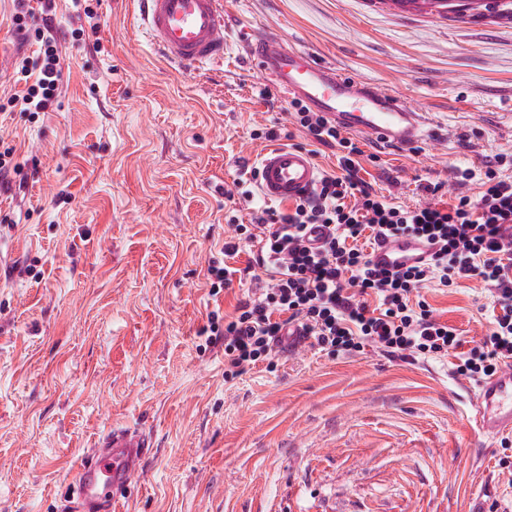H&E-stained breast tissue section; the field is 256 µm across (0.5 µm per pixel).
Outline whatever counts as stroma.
Masks as SVG:
<instances>
[{
	"label": "stroma",
	"instance_id": "35a3bbf8",
	"mask_svg": "<svg viewBox=\"0 0 512 512\" xmlns=\"http://www.w3.org/2000/svg\"><path fill=\"white\" fill-rule=\"evenodd\" d=\"M223 5V65L181 71L142 36L134 0H56L58 106L0 112L18 164L0 218L19 219L0 221V512H61L75 460L114 427L153 444L124 512H468L489 494L512 512V473L498 440L474 432L451 357L308 346L228 382L205 331L237 302L206 277L232 211L224 190L267 146L253 126L288 119V98H260L267 81L240 31L280 36L425 112L432 135L414 146L357 140L361 177L413 206L435 182L445 202L477 196L497 155L512 157V22L388 0ZM12 14L0 0V95L35 50ZM93 25L99 48L72 41ZM466 169L475 177L460 181ZM425 295L472 344L498 304L476 279Z\"/></svg>",
	"mask_w": 512,
	"mask_h": 512
}]
</instances>
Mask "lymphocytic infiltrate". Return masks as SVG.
Masks as SVG:
<instances>
[{
  "label": "lymphocytic infiltrate",
  "instance_id": "f902f5d3",
  "mask_svg": "<svg viewBox=\"0 0 512 512\" xmlns=\"http://www.w3.org/2000/svg\"><path fill=\"white\" fill-rule=\"evenodd\" d=\"M19 32L33 38L36 57L17 65L20 90L0 99V111L31 114L58 104L64 68L52 16L31 26L30 0H13ZM293 123L311 145L337 149L336 170L324 173L314 194L281 208L245 195L248 222L231 218L225 256L255 249L254 292L234 314H211L208 330L224 343V378L231 381L258 366L274 371V347L289 328L313 347L342 358L372 347L393 359L414 361L454 354L455 375L478 382L512 363V179L486 170L477 198L456 195L452 204L401 206L374 191L360 176L361 150L299 100H291ZM326 229L319 246L308 243L314 226ZM411 235L434 245L423 266L383 271L369 249ZM481 279L496 294L482 341L463 348L461 334L440 321L422 295L428 284L454 288Z\"/></svg>",
  "mask_w": 512,
  "mask_h": 512
}]
</instances>
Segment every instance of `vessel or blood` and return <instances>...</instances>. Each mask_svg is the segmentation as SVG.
<instances>
[{
    "instance_id": "obj_1",
    "label": "vessel or blood",
    "mask_w": 512,
    "mask_h": 512,
    "mask_svg": "<svg viewBox=\"0 0 512 512\" xmlns=\"http://www.w3.org/2000/svg\"><path fill=\"white\" fill-rule=\"evenodd\" d=\"M139 20L152 48L170 62L204 70L224 62L226 37L221 0H138ZM250 58L286 97L301 99L337 129L379 144L407 147L430 135L423 113L414 111L375 83L343 76L288 48L276 35H251ZM320 171L313 156L296 147H271L257 163L260 196L288 203L313 193ZM428 256L424 242L403 236L381 243L371 254L380 270H405ZM471 420L481 435H512V365L468 390ZM151 440L126 427L107 431L73 467L74 493L67 512H117L133 475L146 465Z\"/></svg>"
}]
</instances>
